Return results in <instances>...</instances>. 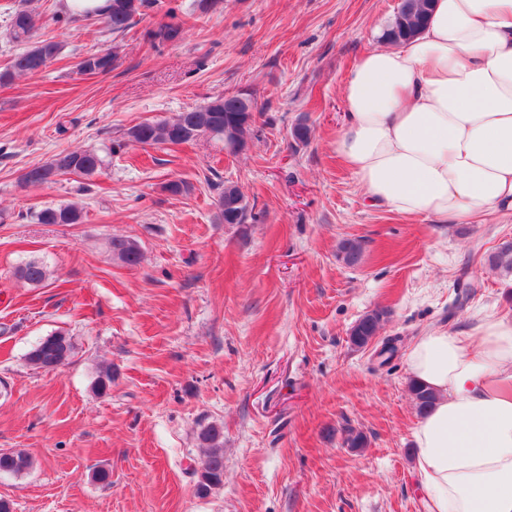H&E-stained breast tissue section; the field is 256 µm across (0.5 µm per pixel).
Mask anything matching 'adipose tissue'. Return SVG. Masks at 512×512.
Returning <instances> with one entry per match:
<instances>
[{"label":"adipose tissue","instance_id":"1","mask_svg":"<svg viewBox=\"0 0 512 512\" xmlns=\"http://www.w3.org/2000/svg\"><path fill=\"white\" fill-rule=\"evenodd\" d=\"M343 99L336 150L373 205L512 216V0H434L419 34L361 58ZM406 364L437 395L413 433L427 512H512V316L425 333Z\"/></svg>","mask_w":512,"mask_h":512}]
</instances>
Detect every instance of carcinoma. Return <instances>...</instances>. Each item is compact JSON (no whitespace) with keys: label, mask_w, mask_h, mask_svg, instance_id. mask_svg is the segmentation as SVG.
<instances>
[{"label":"carcinoma","mask_w":512,"mask_h":512,"mask_svg":"<svg viewBox=\"0 0 512 512\" xmlns=\"http://www.w3.org/2000/svg\"><path fill=\"white\" fill-rule=\"evenodd\" d=\"M150 0H106L102 7H87L80 13H71L66 17L56 16L54 22H73L98 20L106 30L123 32L130 28L137 17L150 7ZM431 0H401L393 18L385 25L382 37L391 43L406 41L420 31L427 21ZM179 6L169 5L165 16L171 19L146 33L154 44L173 43L181 39L183 21L178 19ZM36 13L32 9H18L11 15L9 35L12 42L22 46L9 64L0 72V82H7L17 76L38 73L48 68L59 56L61 45L50 39L34 40ZM117 54L109 50L86 55L78 62V70L86 74H104L112 70ZM245 105L237 94L217 97L204 105L178 113L170 120L135 125L125 132L127 141L135 140L144 146L179 145L208 135L218 141L224 140V127L235 125ZM105 167V157L95 149L81 147L68 148L55 154L44 165L28 169L22 175L27 186H42L54 181L60 175L73 174L90 179ZM241 194L238 185L227 183L217 201V220L219 223L231 221L222 201ZM36 218L40 224H79L82 211L74 204L41 209ZM112 257L119 262L136 266L141 262L142 250L137 241L125 237H112L108 240ZM363 247L356 238H343L337 244L338 256L348 264L360 262ZM488 265L503 277L512 276V240H505L488 256ZM18 276L32 286H40L49 278V269L42 260L31 259L22 263L17 270ZM385 312L373 310L361 317L350 330L351 343L364 347L374 338L380 328ZM74 352L70 336L55 332L37 343L26 355L28 364L36 369L53 371L65 365ZM112 366L100 368L92 383L93 390L105 394L112 388ZM418 413H423L435 399L432 392L414 383H409ZM199 443L205 448V454L196 470L199 479L197 495L204 497L212 489L220 486L224 477V438L217 426H210L198 434ZM34 465V459L21 450L0 452V470L5 469L11 475L27 473Z\"/></svg>","instance_id":"obj_1"}]
</instances>
